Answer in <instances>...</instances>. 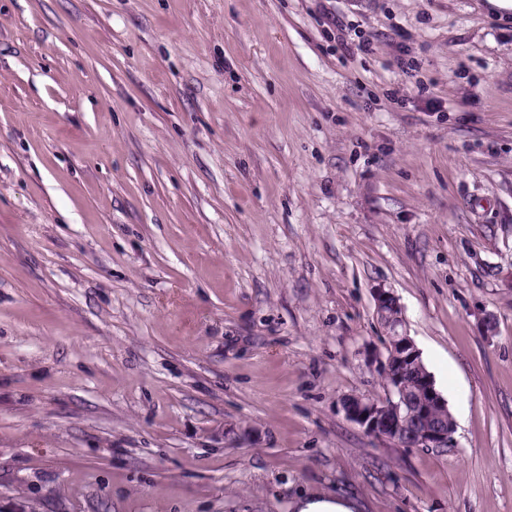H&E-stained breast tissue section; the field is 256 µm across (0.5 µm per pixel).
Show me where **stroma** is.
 <instances>
[{"label": "stroma", "instance_id": "stroma-1", "mask_svg": "<svg viewBox=\"0 0 512 512\" xmlns=\"http://www.w3.org/2000/svg\"><path fill=\"white\" fill-rule=\"evenodd\" d=\"M331 15L373 52L345 55ZM379 288L451 447L342 410L384 394ZM315 492L512 512V22L485 0H0V512Z\"/></svg>", "mask_w": 512, "mask_h": 512}]
</instances>
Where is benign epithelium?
I'll use <instances>...</instances> for the list:
<instances>
[{"mask_svg": "<svg viewBox=\"0 0 512 512\" xmlns=\"http://www.w3.org/2000/svg\"><path fill=\"white\" fill-rule=\"evenodd\" d=\"M376 316L384 325V350L370 355L380 376L385 395L382 398L349 397L342 408L349 421L371 436L409 448H446L453 440L456 421L448 411L447 400L436 390L432 376L421 372L418 388L409 390L401 376V366L420 357L419 349L405 328L403 308L394 294L383 288L374 293ZM431 426L420 432L407 430V420L429 418Z\"/></svg>", "mask_w": 512, "mask_h": 512, "instance_id": "1", "label": "benign epithelium"}]
</instances>
